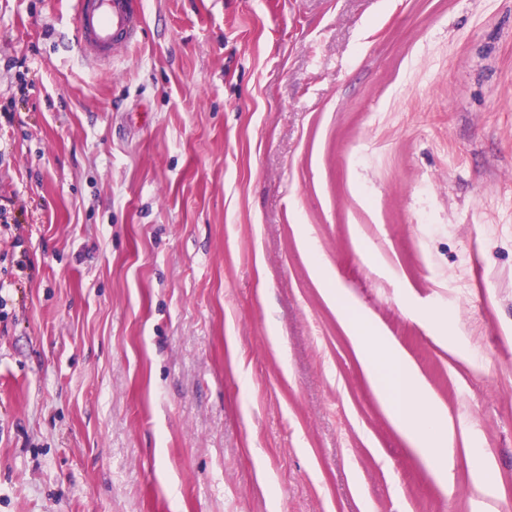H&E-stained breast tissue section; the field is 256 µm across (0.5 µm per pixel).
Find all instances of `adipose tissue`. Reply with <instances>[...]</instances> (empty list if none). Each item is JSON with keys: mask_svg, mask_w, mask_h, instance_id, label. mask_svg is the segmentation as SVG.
<instances>
[{"mask_svg": "<svg viewBox=\"0 0 512 512\" xmlns=\"http://www.w3.org/2000/svg\"><path fill=\"white\" fill-rule=\"evenodd\" d=\"M336 307L389 419L429 461L434 472H443L455 438L447 409L435 402L413 365L371 326L360 308L344 293H337Z\"/></svg>", "mask_w": 512, "mask_h": 512, "instance_id": "ef3b65f1", "label": "adipose tissue"}]
</instances>
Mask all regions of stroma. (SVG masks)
Listing matches in <instances>:
<instances>
[{
  "label": "stroma",
  "instance_id": "1",
  "mask_svg": "<svg viewBox=\"0 0 512 512\" xmlns=\"http://www.w3.org/2000/svg\"><path fill=\"white\" fill-rule=\"evenodd\" d=\"M143 6L96 68L71 0H0V512H512V0ZM336 308L389 419L429 461L435 473L443 472L448 465V448H454L455 438L447 409L435 402L413 365L386 336H380L337 284Z\"/></svg>",
  "mask_w": 512,
  "mask_h": 512
}]
</instances>
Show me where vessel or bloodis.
Instances as JSON below:
<instances>
[{
	"label": "vessel or blood",
	"instance_id": "b4317fda",
	"mask_svg": "<svg viewBox=\"0 0 512 512\" xmlns=\"http://www.w3.org/2000/svg\"><path fill=\"white\" fill-rule=\"evenodd\" d=\"M77 46L91 64L111 62L123 48L139 42L142 0H73Z\"/></svg>",
	"mask_w": 512,
	"mask_h": 512
}]
</instances>
